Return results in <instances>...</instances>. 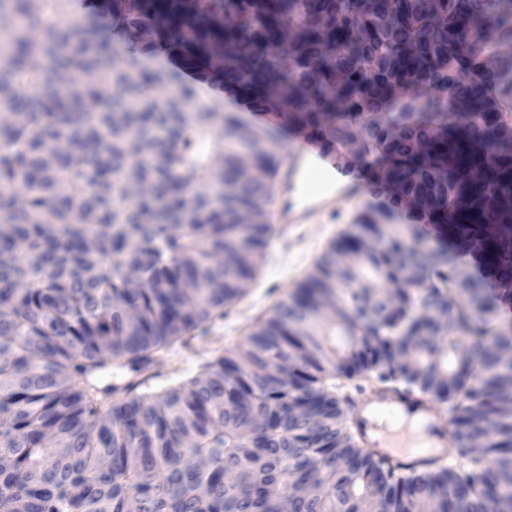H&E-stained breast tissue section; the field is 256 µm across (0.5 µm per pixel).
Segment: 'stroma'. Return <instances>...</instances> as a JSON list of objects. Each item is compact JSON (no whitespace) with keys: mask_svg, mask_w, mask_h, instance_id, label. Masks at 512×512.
I'll use <instances>...</instances> for the list:
<instances>
[{"mask_svg":"<svg viewBox=\"0 0 512 512\" xmlns=\"http://www.w3.org/2000/svg\"><path fill=\"white\" fill-rule=\"evenodd\" d=\"M355 213L350 205L335 223L305 227L297 238L289 234L276 238L259 276L248 283L241 299L227 308L222 320L196 331L189 344L178 343L169 350L165 362L156 366L161 378L151 382L150 391L160 392L200 376L219 351L241 344L250 327L267 317L313 269L329 243L347 231Z\"/></svg>","mask_w":512,"mask_h":512,"instance_id":"35a3bbf8","label":"stroma"}]
</instances>
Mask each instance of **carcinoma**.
<instances>
[{
  "instance_id": "obj_1",
  "label": "carcinoma",
  "mask_w": 512,
  "mask_h": 512,
  "mask_svg": "<svg viewBox=\"0 0 512 512\" xmlns=\"http://www.w3.org/2000/svg\"><path fill=\"white\" fill-rule=\"evenodd\" d=\"M69 6L0 0V512H512V0ZM182 71L360 141L409 223L367 213L201 376L137 395L93 377L224 317L279 233L256 210L279 139ZM425 219L451 249L414 243ZM354 380L425 396L455 455L363 447Z\"/></svg>"
}]
</instances>
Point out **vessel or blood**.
I'll return each instance as SVG.
<instances>
[{
  "instance_id": "b4317fda",
  "label": "vessel or blood",
  "mask_w": 512,
  "mask_h": 512,
  "mask_svg": "<svg viewBox=\"0 0 512 512\" xmlns=\"http://www.w3.org/2000/svg\"><path fill=\"white\" fill-rule=\"evenodd\" d=\"M289 149L274 172L275 195L271 207L278 225L291 228L335 219L340 206L382 198L381 185L367 174L364 161L350 154L343 140L323 138L293 128H285ZM408 415L425 424L437 421L433 405L422 396L390 391L366 394L357 420L366 424L368 411Z\"/></svg>"
}]
</instances>
